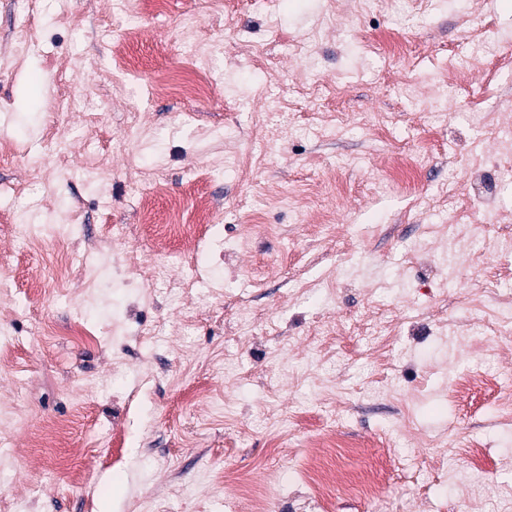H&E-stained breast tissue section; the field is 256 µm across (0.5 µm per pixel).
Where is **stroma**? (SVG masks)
I'll use <instances>...</instances> for the list:
<instances>
[{
  "instance_id": "35a3bbf8",
  "label": "stroma",
  "mask_w": 512,
  "mask_h": 512,
  "mask_svg": "<svg viewBox=\"0 0 512 512\" xmlns=\"http://www.w3.org/2000/svg\"><path fill=\"white\" fill-rule=\"evenodd\" d=\"M113 3L0 0V140L20 147L0 157V403L26 413L0 419V499L316 512L300 457L330 435L331 464L381 490L326 512H512V222L464 164L512 169V0H165L123 46L127 93L73 70L111 59ZM201 39L223 46L208 95H141ZM174 200L208 203L223 257L183 256ZM15 214L54 235L29 250ZM191 279L222 297L174 302Z\"/></svg>"
}]
</instances>
